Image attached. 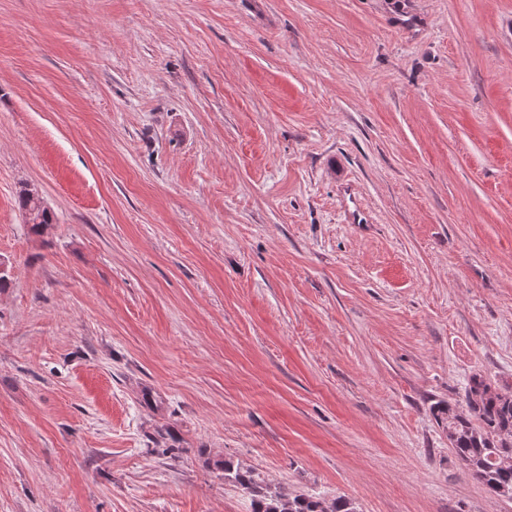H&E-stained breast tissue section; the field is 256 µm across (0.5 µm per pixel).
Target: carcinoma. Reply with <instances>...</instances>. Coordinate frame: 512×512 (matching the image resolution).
<instances>
[{"label": "carcinoma", "mask_w": 512, "mask_h": 512, "mask_svg": "<svg viewBox=\"0 0 512 512\" xmlns=\"http://www.w3.org/2000/svg\"><path fill=\"white\" fill-rule=\"evenodd\" d=\"M24 215L41 213V221L31 225L35 233L52 223L50 212L29 189L19 195ZM448 444L457 460L487 490L500 496L512 490V393L491 387L480 375L471 378L466 410L448 407ZM224 479L241 486L251 498L252 512H357L354 503L338 497L325 500L306 493L285 495L271 491L253 470L224 463Z\"/></svg>", "instance_id": "1"}]
</instances>
